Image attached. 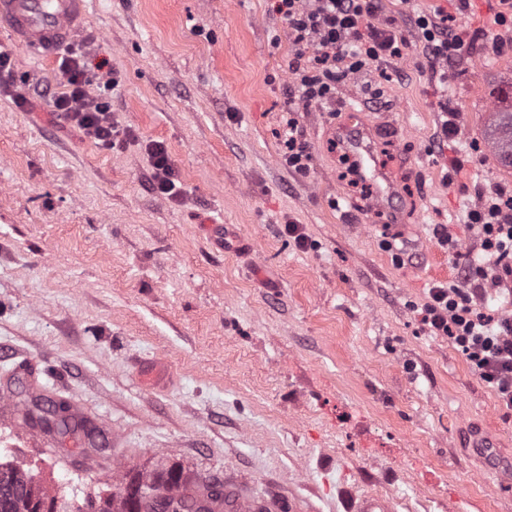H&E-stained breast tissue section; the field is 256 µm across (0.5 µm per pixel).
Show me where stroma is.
Instances as JSON below:
<instances>
[{"label":"stroma","instance_id":"1","mask_svg":"<svg viewBox=\"0 0 512 512\" xmlns=\"http://www.w3.org/2000/svg\"><path fill=\"white\" fill-rule=\"evenodd\" d=\"M387 8L403 57L341 83L334 108L297 113L303 174L280 159L292 45L270 0H88L75 42L90 70L113 72L114 117L135 134L111 150L53 114L57 60L0 28L14 63L0 85V394L23 358L50 360L43 393L105 446L73 452L24 425L13 396L0 403L1 461L72 505L128 470L176 463L308 512H346L367 493L395 512H512V483L476 449L491 439L512 468V414L415 313L481 257L468 211L491 186L512 190V168L476 151L493 113L512 109V54L496 50L512 23L498 22L499 0ZM437 11L460 14L464 42L444 82L408 22ZM374 84L381 96L365 102ZM20 94L33 105L17 107ZM444 102L462 135L444 134ZM355 127L401 175L400 223L370 216L339 175ZM152 140L180 198L151 188ZM291 221L312 248L284 234Z\"/></svg>","mask_w":512,"mask_h":512}]
</instances>
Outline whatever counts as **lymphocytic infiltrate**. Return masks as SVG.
Returning a JSON list of instances; mask_svg holds the SVG:
<instances>
[{
	"label": "lymphocytic infiltrate",
	"instance_id": "1",
	"mask_svg": "<svg viewBox=\"0 0 512 512\" xmlns=\"http://www.w3.org/2000/svg\"><path fill=\"white\" fill-rule=\"evenodd\" d=\"M273 10L286 22L288 39L295 49L288 69L294 75L297 96L303 106L330 103L338 84L373 64L403 56L405 39L383 0H273ZM422 54L431 65L455 61L462 47L455 17L424 14L415 20ZM86 49H68L59 64L64 90L54 96L53 110L72 123L97 148L109 150L132 139V132L112 114L104 82L92 93L93 78L87 69ZM151 170V187L168 198L182 194L166 146L159 141L146 144ZM512 193L495 195L468 214L478 231L483 251L498 259L512 257ZM474 289L438 283L418 314L430 335L448 339L479 379L490 388L500 406L512 410V319L477 311Z\"/></svg>",
	"mask_w": 512,
	"mask_h": 512
}]
</instances>
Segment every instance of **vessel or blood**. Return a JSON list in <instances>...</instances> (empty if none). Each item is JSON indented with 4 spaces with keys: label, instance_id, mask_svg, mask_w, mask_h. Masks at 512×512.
Wrapping results in <instances>:
<instances>
[{
    "label": "vessel or blood",
    "instance_id": "1",
    "mask_svg": "<svg viewBox=\"0 0 512 512\" xmlns=\"http://www.w3.org/2000/svg\"><path fill=\"white\" fill-rule=\"evenodd\" d=\"M86 12V0H0V22L6 23L27 51L43 58L55 56L59 48L73 39ZM346 148L357 163L360 175L371 181L375 199L393 216H400L397 189L387 173L375 162L373 146L361 131L350 133ZM225 512H305L300 501L269 502L255 498L241 486L224 485Z\"/></svg>",
    "mask_w": 512,
    "mask_h": 512
}]
</instances>
